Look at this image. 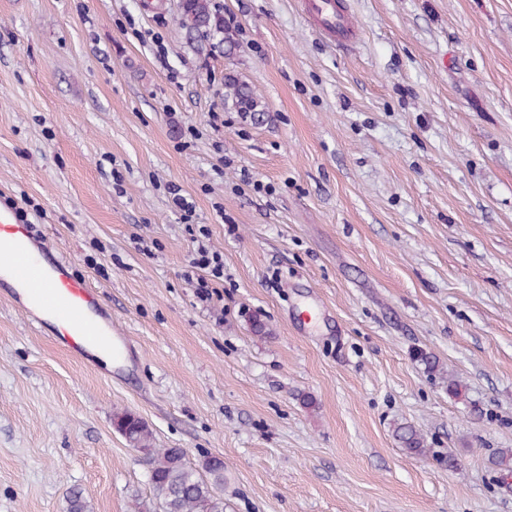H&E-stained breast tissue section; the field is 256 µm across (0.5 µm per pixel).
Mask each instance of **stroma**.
Returning <instances> with one entry per match:
<instances>
[{
    "label": "stroma",
    "mask_w": 512,
    "mask_h": 512,
    "mask_svg": "<svg viewBox=\"0 0 512 512\" xmlns=\"http://www.w3.org/2000/svg\"><path fill=\"white\" fill-rule=\"evenodd\" d=\"M212 3L228 42L183 29L181 0H0V193L139 351L116 381L0 298V512H66L74 487L133 512L148 465L123 412L223 458L227 512H512L489 463L512 448V0H347L349 54L298 0ZM229 77L259 119L225 105ZM175 188L223 300L183 278ZM396 440L409 455L424 456L427 444L423 434L409 423H399L394 429Z\"/></svg>",
    "instance_id": "obj_1"
}]
</instances>
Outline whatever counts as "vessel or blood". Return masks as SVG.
<instances>
[{"label": "vessel or blood", "mask_w": 512, "mask_h": 512, "mask_svg": "<svg viewBox=\"0 0 512 512\" xmlns=\"http://www.w3.org/2000/svg\"><path fill=\"white\" fill-rule=\"evenodd\" d=\"M304 21L333 46L350 52L361 30L344 0H299ZM70 260L50 239L21 223L7 197L0 196V295L28 319L52 317L54 340L78 360L93 364L92 349L112 352L115 369L126 368L135 347L113 320L107 300L85 278L73 275Z\"/></svg>", "instance_id": "vessel-or-blood-1"}]
</instances>
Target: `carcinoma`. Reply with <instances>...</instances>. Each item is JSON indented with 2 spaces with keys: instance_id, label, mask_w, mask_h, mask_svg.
<instances>
[{
  "instance_id": "cac0c4a2",
  "label": "carcinoma",
  "mask_w": 512,
  "mask_h": 512,
  "mask_svg": "<svg viewBox=\"0 0 512 512\" xmlns=\"http://www.w3.org/2000/svg\"><path fill=\"white\" fill-rule=\"evenodd\" d=\"M180 25L190 32L206 37L224 31L211 0H183ZM224 103L237 111L256 116L264 111L259 97L244 82L228 79ZM414 359L430 373L441 371L437 358L416 350ZM114 424L133 447L145 453L149 465L150 498L135 501L134 512H225L224 459L206 456L198 464L186 459L182 448H157L153 432L131 413L114 415ZM396 440L408 454L423 456L427 444L423 434L409 423H399L394 429ZM67 512H91L83 493L69 491Z\"/></svg>"
}]
</instances>
